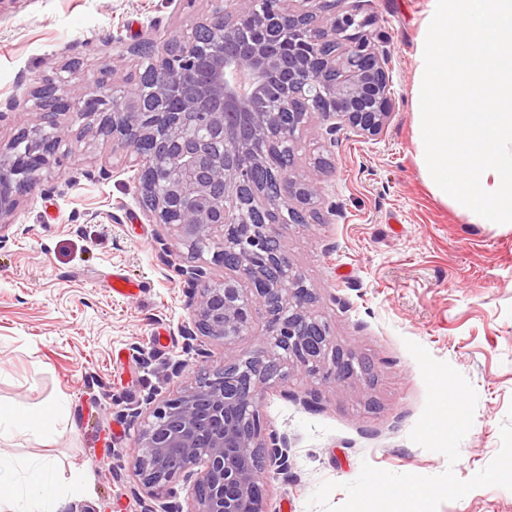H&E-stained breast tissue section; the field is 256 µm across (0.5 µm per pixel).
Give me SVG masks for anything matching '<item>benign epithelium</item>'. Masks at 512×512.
<instances>
[{"label": "benign epithelium", "instance_id": "7a95c632", "mask_svg": "<svg viewBox=\"0 0 512 512\" xmlns=\"http://www.w3.org/2000/svg\"><path fill=\"white\" fill-rule=\"evenodd\" d=\"M190 31L159 45L130 47L129 68L105 64L80 97L57 74L32 97L43 123L23 126L0 144V240L20 198L61 166L68 113L96 125L112 155L137 171L149 221L187 250L181 275L192 286V325L224 351L253 336L263 351L226 357L208 371L174 376L180 390L144 421L133 457L135 477L155 497L194 480L187 509L167 512H264L261 474L288 469L286 438L266 434L258 411L263 386L300 368L341 386L363 372L361 360L336 344L328 322L311 312L316 296L293 270L278 224H325L313 207L326 168L292 175L300 133L316 114L330 144L348 129L364 139L391 122V57L359 7L343 0H208ZM224 279L211 277V266ZM267 319L255 334L258 316Z\"/></svg>", "mask_w": 512, "mask_h": 512}]
</instances>
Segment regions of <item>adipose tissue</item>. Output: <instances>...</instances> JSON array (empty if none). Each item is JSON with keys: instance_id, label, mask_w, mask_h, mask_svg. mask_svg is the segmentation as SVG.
<instances>
[{"instance_id": "obj_1", "label": "adipose tissue", "mask_w": 512, "mask_h": 512, "mask_svg": "<svg viewBox=\"0 0 512 512\" xmlns=\"http://www.w3.org/2000/svg\"><path fill=\"white\" fill-rule=\"evenodd\" d=\"M68 412V401L60 399L48 402L35 413L0 405V428L31 432L50 441L59 436ZM84 490L83 481L77 477L62 483L48 459L17 462L0 455V512H61L66 498Z\"/></svg>"}]
</instances>
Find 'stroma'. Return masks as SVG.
Wrapping results in <instances>:
<instances>
[{"label":"stroma","instance_id":"1","mask_svg":"<svg viewBox=\"0 0 512 512\" xmlns=\"http://www.w3.org/2000/svg\"><path fill=\"white\" fill-rule=\"evenodd\" d=\"M427 0H363L370 31L392 58V121L376 139L342 130L328 145L311 119L292 172L329 161L314 206L326 224H283L289 262L317 300L315 311L337 345L372 366L335 388L302 370L266 389L260 413L288 439V469L269 471L268 512H321L308 500L337 482L332 505L347 495L363 463L394 473L432 476L453 467L459 479L487 466L512 410V228L472 224L436 199L420 169L412 88ZM207 0H0V103L26 100L42 78L69 66L67 91H87L119 42L180 35ZM61 172L21 199L0 240V404L37 412L69 401L66 431L53 442L29 433L0 435V452L46 458L62 480L83 475L86 489L68 507L142 512L131 469L139 424L131 407L161 402L177 388L172 363L187 370L224 358L203 340L205 356L186 349L187 256L163 251L164 229L149 223L136 174L114 165L112 144L84 120L63 116ZM141 283L118 296L113 270ZM448 362L478 395L460 459L413 443L426 388L404 342ZM315 396L307 406L303 397ZM438 512H512V491L478 488Z\"/></svg>","mask_w":512,"mask_h":512}]
</instances>
